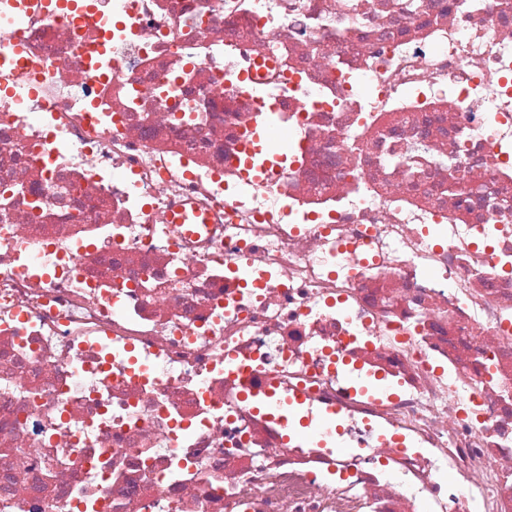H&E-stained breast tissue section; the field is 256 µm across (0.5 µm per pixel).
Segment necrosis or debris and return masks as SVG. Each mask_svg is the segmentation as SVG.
Segmentation results:
<instances>
[{"label": "necrosis or debris", "mask_w": 512, "mask_h": 512, "mask_svg": "<svg viewBox=\"0 0 512 512\" xmlns=\"http://www.w3.org/2000/svg\"><path fill=\"white\" fill-rule=\"evenodd\" d=\"M0 25V512H512V0Z\"/></svg>", "instance_id": "4bbe7bcc"}]
</instances>
